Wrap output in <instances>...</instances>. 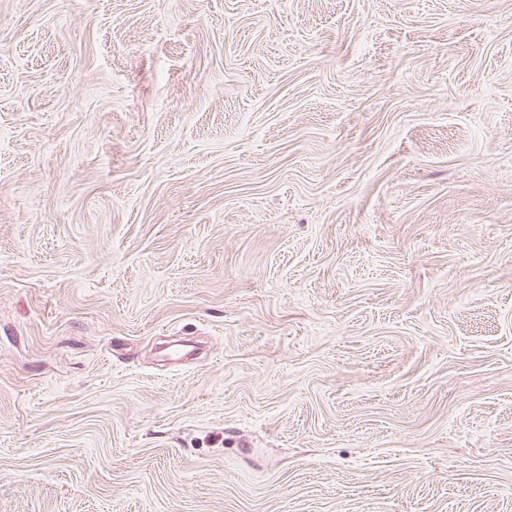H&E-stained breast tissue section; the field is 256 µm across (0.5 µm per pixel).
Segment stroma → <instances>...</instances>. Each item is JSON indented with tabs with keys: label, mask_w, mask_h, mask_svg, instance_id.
<instances>
[{
	"label": "stroma",
	"mask_w": 512,
	"mask_h": 512,
	"mask_svg": "<svg viewBox=\"0 0 512 512\" xmlns=\"http://www.w3.org/2000/svg\"><path fill=\"white\" fill-rule=\"evenodd\" d=\"M0 512H512V0H0Z\"/></svg>",
	"instance_id": "1"
}]
</instances>
